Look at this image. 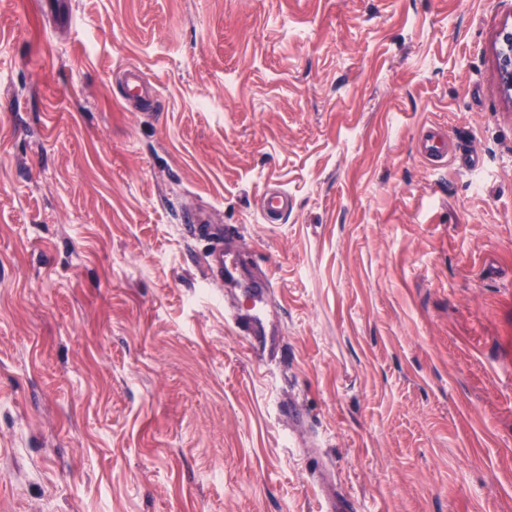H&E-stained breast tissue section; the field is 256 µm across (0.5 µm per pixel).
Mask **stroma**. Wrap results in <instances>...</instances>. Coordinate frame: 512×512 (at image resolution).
<instances>
[{
    "label": "stroma",
    "mask_w": 512,
    "mask_h": 512,
    "mask_svg": "<svg viewBox=\"0 0 512 512\" xmlns=\"http://www.w3.org/2000/svg\"><path fill=\"white\" fill-rule=\"evenodd\" d=\"M65 17L0 0V512H327L323 471L356 512H512V0ZM214 239L271 283L269 364ZM499 71L502 83L511 97L512 91V25L503 26L499 33ZM125 95L127 99L141 97L149 100L154 92L153 86L142 71L134 65H129L124 70ZM417 150L423 158L433 164L444 163L448 156L447 134L434 130L421 134L418 138ZM261 207L267 220H279L288 215L290 199L288 194L279 189H269L267 186L262 193ZM237 333L243 336L248 351L260 360L272 359L276 339L274 336H266L262 318L259 312L247 314L246 319L238 314L230 316Z\"/></svg>",
    "instance_id": "35a3bbf8"
}]
</instances>
